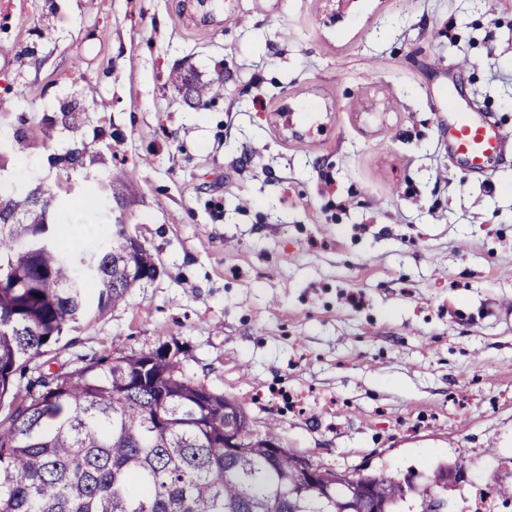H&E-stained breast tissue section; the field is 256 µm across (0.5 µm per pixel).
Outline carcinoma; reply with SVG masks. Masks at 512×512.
<instances>
[{
	"label": "carcinoma",
	"mask_w": 512,
	"mask_h": 512,
	"mask_svg": "<svg viewBox=\"0 0 512 512\" xmlns=\"http://www.w3.org/2000/svg\"><path fill=\"white\" fill-rule=\"evenodd\" d=\"M31 188L0 190L21 216L0 224V512H344L360 508L368 485L387 512H404L409 478L349 476L318 493L303 483L277 424L236 455L224 452V394L187 376L188 350L165 356H100L51 372L47 348L137 286L132 270L154 269L145 246L128 251L126 225L114 224L95 250V272L65 242L57 217L69 191L51 204ZM98 210L124 197V184L88 189ZM437 467L418 490L419 512L441 496Z\"/></svg>",
	"instance_id": "1"
}]
</instances>
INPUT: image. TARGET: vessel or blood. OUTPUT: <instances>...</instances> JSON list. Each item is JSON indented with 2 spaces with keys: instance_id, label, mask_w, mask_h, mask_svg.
Masks as SVG:
<instances>
[{
  "instance_id": "1",
  "label": "vessel or blood",
  "mask_w": 512,
  "mask_h": 512,
  "mask_svg": "<svg viewBox=\"0 0 512 512\" xmlns=\"http://www.w3.org/2000/svg\"><path fill=\"white\" fill-rule=\"evenodd\" d=\"M506 141L480 114L459 110L448 123V148L473 173L504 150Z\"/></svg>"
}]
</instances>
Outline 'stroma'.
I'll use <instances>...</instances> for the list:
<instances>
[{
  "instance_id": "stroma-1",
  "label": "stroma",
  "mask_w": 512,
  "mask_h": 512,
  "mask_svg": "<svg viewBox=\"0 0 512 512\" xmlns=\"http://www.w3.org/2000/svg\"><path fill=\"white\" fill-rule=\"evenodd\" d=\"M221 81L209 107L168 79ZM508 145L448 152V91ZM76 101V123L61 107ZM0 169L135 171L112 203L158 275L48 357L188 348L185 374L324 469H463L447 512H512V0H0ZM61 225L77 253L106 223Z\"/></svg>"
}]
</instances>
